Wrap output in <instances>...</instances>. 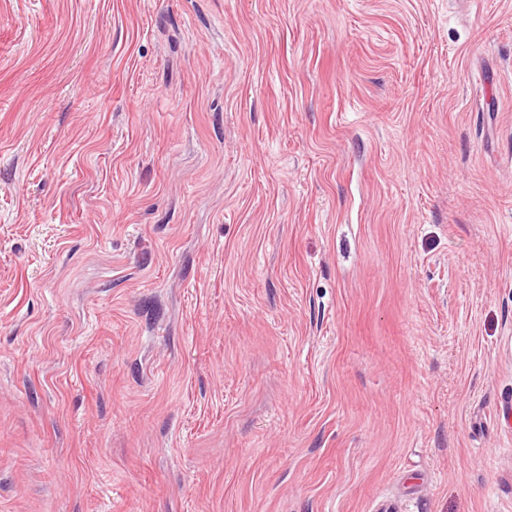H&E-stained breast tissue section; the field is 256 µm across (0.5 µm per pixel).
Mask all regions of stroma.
Returning a JSON list of instances; mask_svg holds the SVG:
<instances>
[{"mask_svg": "<svg viewBox=\"0 0 512 512\" xmlns=\"http://www.w3.org/2000/svg\"><path fill=\"white\" fill-rule=\"evenodd\" d=\"M512 0H0V512H512Z\"/></svg>", "mask_w": 512, "mask_h": 512, "instance_id": "1", "label": "stroma"}]
</instances>
